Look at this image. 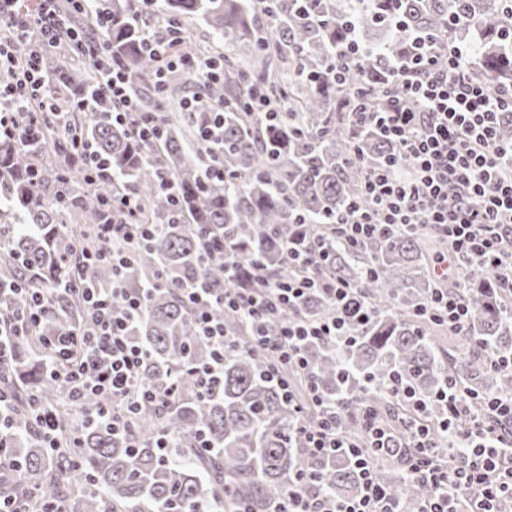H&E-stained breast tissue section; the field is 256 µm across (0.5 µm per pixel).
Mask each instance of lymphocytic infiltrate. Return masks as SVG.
Returning <instances> with one entry per match:
<instances>
[{"label": "lymphocytic infiltrate", "instance_id": "lymphocytic-infiltrate-1", "mask_svg": "<svg viewBox=\"0 0 512 512\" xmlns=\"http://www.w3.org/2000/svg\"><path fill=\"white\" fill-rule=\"evenodd\" d=\"M68 2L70 11H82L81 0ZM70 11L60 10L57 0H0V139L23 146L35 143L32 128L17 123L13 115L17 108L53 118L59 138L71 139V113L52 102L51 80L40 57L41 46L62 37L78 41L77 30L69 23ZM179 30V23L170 21L163 31L144 35L147 51L168 58L156 74L157 83L180 68L205 80L223 76V57L191 62L168 56L167 47ZM470 54L469 47L449 39L421 41L411 58L389 72L402 95L386 97L380 107L364 105L349 113L351 136L378 129L395 152L383 162L367 164L360 198L337 216L330 240L289 248L288 275L272 279L263 267H253L246 286L220 299L196 284L182 290L196 312L200 335L215 349L210 363L199 369L200 379H215L232 347L213 307L239 311L273 358L261 375L295 409L301 448L313 457L344 454L358 474L360 490L346 499L310 493V476H301L289 489L281 512H403L373 475L370 452L384 448L389 434L372 406L363 396L355 403L368 437L362 445L346 435L343 402L331 403L323 397L306 357V347L314 341L356 342L360 325L373 315L361 282L374 278L376 267L367 266L358 282L324 274L331 248L354 252L394 234L441 239L446 249L435 258L433 273L438 278L453 277L458 289L436 288L416 313L457 336L467 331L473 313L464 294L469 280L494 269L498 290L512 298V141L503 142L498 136L500 99L472 76ZM101 88L112 100L113 122L127 126L145 146L158 145L162 123L157 113L142 109L129 75L112 68L103 75ZM141 208L132 193L112 197V217L99 225L97 247L83 252L74 279L43 288L0 282V297L27 298L23 311L0 313V366L12 362L22 337L48 321L51 296L81 298L87 314L83 326H63L41 337L43 347L54 356L45 368L50 375H63L79 425L105 423L117 434L129 432L130 418L138 409L164 407L174 395L172 388L145 381L148 351L130 336L144 296L123 287L122 271L151 233L149 225L137 220ZM102 263L112 266V285L92 287L91 272ZM312 292L329 300L332 316L318 321L298 316L300 303ZM273 318L282 321L280 334H263V325ZM282 363L287 364V372L279 371ZM299 385L304 388L300 395L295 392ZM380 392L415 416L407 425V477L434 490L419 512H512V392L477 397L449 381L426 397L395 377ZM92 397L98 398V406L85 408V400ZM434 406L441 410L440 430L448 439L444 453L425 423ZM311 407L319 419L309 425L303 415Z\"/></svg>", "mask_w": 512, "mask_h": 512}]
</instances>
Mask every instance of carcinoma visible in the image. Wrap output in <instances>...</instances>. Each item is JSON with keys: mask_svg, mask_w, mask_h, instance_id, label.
Returning a JSON list of instances; mask_svg holds the SVG:
<instances>
[{"mask_svg": "<svg viewBox=\"0 0 512 512\" xmlns=\"http://www.w3.org/2000/svg\"><path fill=\"white\" fill-rule=\"evenodd\" d=\"M507 0H397L401 28L384 27L386 41L376 55L344 62L346 81L336 84L330 66L336 46L352 35L364 37L378 23L372 16L388 8V0H370L353 18V28L340 24L347 0H160L165 20L200 18L219 41L252 45L242 63L224 57V77L206 85V97L224 104V146L207 143L199 127L214 118L202 112L185 122L170 103L181 102L186 80L172 77L144 104L161 114L164 137L152 150L112 123V101L99 88L98 60L116 63L133 85L152 80L159 61L143 46V31L129 16L131 0H93L89 21L109 20L88 49L89 68L75 74L62 56L56 59L52 93L59 104L87 101L90 115L76 124L78 137L92 143L110 161L112 178L91 183L68 172L67 153L52 146L54 131L40 124V143L25 149L0 142V280L24 278L41 284L67 280L81 263L76 243L90 249L96 225L105 221V201L132 191L143 205V222L154 225L155 237L124 272L125 286L147 287L156 274L164 284L151 289L140 322L131 330L148 347L147 381L174 386V402L165 410L144 408L132 420L133 432L115 435L106 425L78 431L70 410L61 406L64 387L44 373L29 342V352L13 365L0 367V383L18 387L20 411L8 456L17 473L0 477V493L17 494L26 487L44 504L62 512H200L212 507L236 512L242 503L253 512L276 508L299 473L315 478L312 491L343 498L359 491L357 472L344 457L312 458L297 447L295 411L278 390L260 377L271 357L254 344L250 329L232 311H219L240 350L224 358V373L210 391L191 374L194 365L211 360L212 348L196 330L194 314L180 292L185 283L203 280L222 294L245 285L254 264L274 278L288 273V239L329 236L332 221L357 199L364 166L349 161L355 152L366 162L393 153V145L377 129L352 139L346 113L354 103L378 104L397 94L385 82L389 66L404 59L418 36L436 35L450 22L459 38L472 36L476 51L472 73L494 95L512 91V25L506 23ZM266 26L272 35L264 39ZM175 55L190 58L199 47L185 34L170 45ZM100 59H94L95 54ZM259 88L268 108L287 112L276 122L249 110L251 90ZM499 136L512 139V106L502 109ZM224 164V178L208 177L201 161ZM38 168L40 178L31 180ZM177 185L179 207L173 208L159 175ZM233 246L240 278L224 277L226 257L220 251L202 256V237ZM439 242L424 235L402 234L378 239L364 250L330 254L329 273L345 280L360 278L375 264L377 276L362 288L377 310L360 339L345 348L324 342L308 345L307 355L325 397H349L365 381L376 388L398 373L420 393L432 396L449 379L474 394L512 389V378L489 370L475 345L486 343L512 354V314L508 302L493 291L495 273L484 272L466 295L474 313L463 346L444 355L431 338L437 325L413 315L414 308L437 287L427 273L424 256ZM309 319H325L333 308L320 293L299 307ZM58 321L79 327L86 311L76 295L55 298ZM59 408L61 447H42L26 409L28 397ZM369 399L393 428V443L374 457L377 479L401 500L406 512L430 497L425 484L410 482L405 472L407 445L399 413L375 393ZM165 428L178 436L182 457L167 461L154 448L155 433ZM204 432L209 447H197Z\"/></svg>", "mask_w": 512, "mask_h": 512, "instance_id": "cac0c4a2", "label": "carcinoma"}]
</instances>
